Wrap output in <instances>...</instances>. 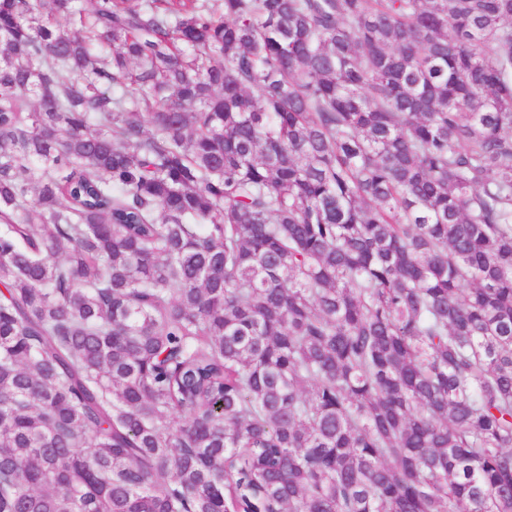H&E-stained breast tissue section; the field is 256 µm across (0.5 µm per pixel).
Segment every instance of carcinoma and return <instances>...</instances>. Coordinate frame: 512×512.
Segmentation results:
<instances>
[{
	"label": "carcinoma",
	"mask_w": 512,
	"mask_h": 512,
	"mask_svg": "<svg viewBox=\"0 0 512 512\" xmlns=\"http://www.w3.org/2000/svg\"><path fill=\"white\" fill-rule=\"evenodd\" d=\"M50 3L0 0V512H512V0Z\"/></svg>",
	"instance_id": "carcinoma-1"
}]
</instances>
